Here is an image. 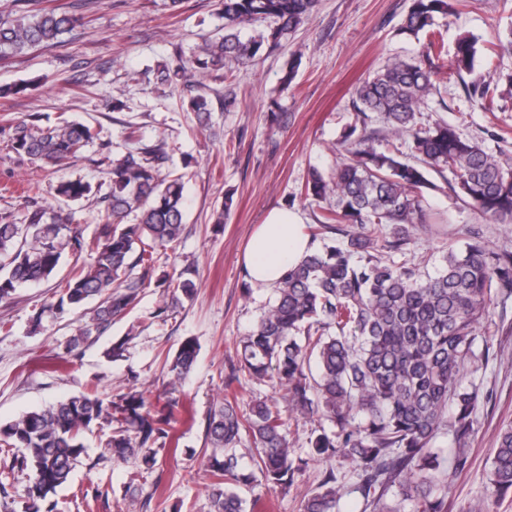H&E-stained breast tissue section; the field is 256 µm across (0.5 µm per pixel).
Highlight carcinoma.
<instances>
[{
    "label": "carcinoma",
    "mask_w": 512,
    "mask_h": 512,
    "mask_svg": "<svg viewBox=\"0 0 512 512\" xmlns=\"http://www.w3.org/2000/svg\"><path fill=\"white\" fill-rule=\"evenodd\" d=\"M35 0H6L0 5V60L59 41L81 24L82 17L56 9H32ZM224 34L200 45L190 60L161 71V84L192 81L201 70L219 71L278 50L316 13L318 0H220ZM452 9V0H411L400 32L415 38L433 36L438 16ZM272 25L249 37L242 29L258 21ZM443 46L429 40L416 57L393 58L355 89V122L347 126L340 146L348 157L329 175L312 170L304 198L336 205L322 211L311 235L338 234L342 241L322 248L283 272L253 331L240 341L237 361L224 381V402L211 412L206 443L215 453L210 468L215 482L211 512H246L237 493L258 480L268 487H286L303 469L284 434L283 412L310 420H326L334 429L316 430L314 453L340 457L356 466L358 494L374 512H446L439 477L462 470L468 446L480 420V386L462 380L468 366L489 360L490 346L476 355L477 326L493 321L495 311L512 300V251L495 250L481 241L442 253L432 274L378 252L401 253L409 228L429 223L424 195L452 190L497 224H512V165L462 137L444 123L422 122L428 97L437 91L443 70H472L476 40H458L450 63H438ZM467 98L490 109L498 81H474ZM201 126L210 109L203 94L189 105ZM376 116L379 132L368 130ZM99 132L66 118L54 126L39 125L33 114L15 127L11 150L59 171L78 158ZM168 160L164 142L138 144L117 159L104 156L111 184L102 198L105 215L92 237L62 207L27 210L22 223L0 213V302L28 283L50 279L68 251L79 262L60 284L49 309L63 313L99 300L89 320L67 344L72 351L133 308L154 269V254L168 249L184 229L182 177L162 173ZM452 175L440 185L431 173ZM56 195L77 201L92 192L80 179L59 178ZM348 224V231L341 225ZM141 273L134 274V269ZM170 307L194 294L190 279L172 278ZM197 345L187 339L169 365L174 379L194 367ZM273 378L286 390V410L274 402L254 400L240 410L233 384L239 375ZM178 400L157 407L137 392L105 400L94 393L74 396L0 424V442L21 449L19 465L32 473L23 512H54L52 495L65 484L86 453L83 433L92 425L112 428L106 447L112 457L142 456L151 469L152 448L172 440ZM451 428L449 453L432 450L445 427ZM256 450L252 466L243 467L235 448L242 436ZM512 493V425L501 428L491 460L485 498ZM343 497L334 471L325 473L308 498L304 512H340Z\"/></svg>",
    "instance_id": "obj_1"
}]
</instances>
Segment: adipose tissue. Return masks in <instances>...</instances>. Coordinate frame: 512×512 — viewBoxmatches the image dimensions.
<instances>
[{"instance_id":"ef3b65f1","label":"adipose tissue","mask_w":512,"mask_h":512,"mask_svg":"<svg viewBox=\"0 0 512 512\" xmlns=\"http://www.w3.org/2000/svg\"><path fill=\"white\" fill-rule=\"evenodd\" d=\"M312 250L310 239L302 232L300 215L286 208L274 209L253 232L242 264L255 287L271 288L284 265L299 262Z\"/></svg>"}]
</instances>
